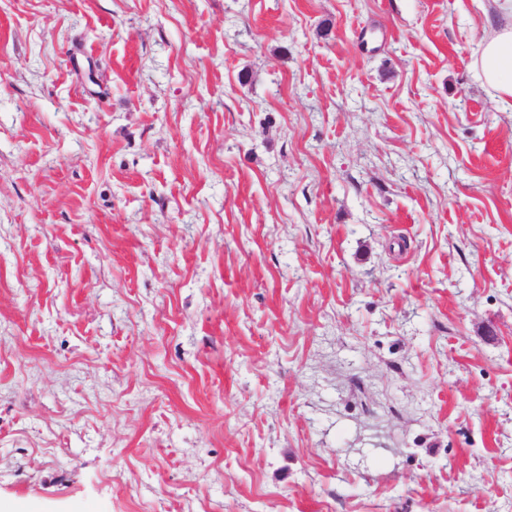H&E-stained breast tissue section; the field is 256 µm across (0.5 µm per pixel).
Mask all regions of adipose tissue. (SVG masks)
Wrapping results in <instances>:
<instances>
[{
	"label": "adipose tissue",
	"mask_w": 512,
	"mask_h": 512,
	"mask_svg": "<svg viewBox=\"0 0 512 512\" xmlns=\"http://www.w3.org/2000/svg\"><path fill=\"white\" fill-rule=\"evenodd\" d=\"M505 24L494 27L479 43L473 68L500 101L512 105V0H493Z\"/></svg>",
	"instance_id": "ef3b65f1"
}]
</instances>
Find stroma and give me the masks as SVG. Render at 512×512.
I'll return each mask as SVG.
<instances>
[{
	"label": "stroma",
	"mask_w": 512,
	"mask_h": 512,
	"mask_svg": "<svg viewBox=\"0 0 512 512\" xmlns=\"http://www.w3.org/2000/svg\"><path fill=\"white\" fill-rule=\"evenodd\" d=\"M492 0H0V512H512Z\"/></svg>",
	"instance_id": "1"
}]
</instances>
